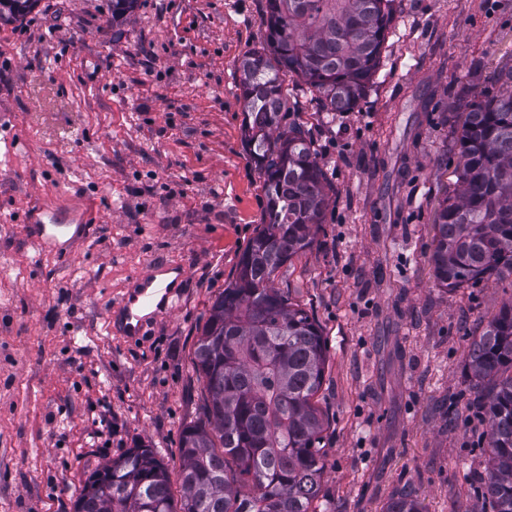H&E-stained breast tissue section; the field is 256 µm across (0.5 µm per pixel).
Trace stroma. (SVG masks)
Returning <instances> with one entry per match:
<instances>
[{"label":"stroma","mask_w":512,"mask_h":512,"mask_svg":"<svg viewBox=\"0 0 512 512\" xmlns=\"http://www.w3.org/2000/svg\"><path fill=\"white\" fill-rule=\"evenodd\" d=\"M267 0H37L0 23V512H72L94 469L144 443L178 463L200 413L195 343L263 224L237 71ZM512 0H399L349 112L290 77L288 123L332 188L313 247L276 280L320 324L328 512H485L486 414L465 365L512 274L448 291L435 214L459 184L460 100L498 95ZM37 204L87 207L69 258L37 248ZM150 263L185 268L173 311L130 341L113 305Z\"/></svg>","instance_id":"stroma-1"}]
</instances>
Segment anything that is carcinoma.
Segmentation results:
<instances>
[{
  "label": "carcinoma",
  "instance_id": "obj_1",
  "mask_svg": "<svg viewBox=\"0 0 512 512\" xmlns=\"http://www.w3.org/2000/svg\"><path fill=\"white\" fill-rule=\"evenodd\" d=\"M16 2L0 10L1 22L36 0ZM395 2L267 0V43L238 65L245 138L267 206L195 344L200 415L180 431L177 470L146 445L130 448L90 474L73 512H322L328 419L313 399L327 344L275 280L313 246L331 195L305 131L283 125L284 82L298 77L328 112L353 109L379 64ZM452 147L460 190L437 211L431 257L447 290L512 273V91L467 103ZM466 365L487 406L482 494L490 512H512V299L472 341ZM386 512L420 508L402 493Z\"/></svg>",
  "mask_w": 512,
  "mask_h": 512
}]
</instances>
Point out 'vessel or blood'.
<instances>
[{"label": "vessel or blood", "instance_id": "b4317fda", "mask_svg": "<svg viewBox=\"0 0 512 512\" xmlns=\"http://www.w3.org/2000/svg\"><path fill=\"white\" fill-rule=\"evenodd\" d=\"M30 228L33 240L41 248L70 253L72 244L64 239L66 225L39 217L31 219ZM162 273V268L149 265L139 275L130 293L117 302L116 307L121 313V327L128 338H140L149 324L162 319L173 310L181 280L177 277L163 279Z\"/></svg>", "mask_w": 512, "mask_h": 512}]
</instances>
